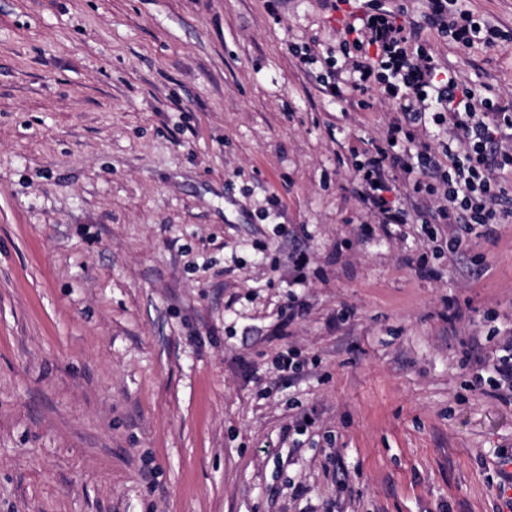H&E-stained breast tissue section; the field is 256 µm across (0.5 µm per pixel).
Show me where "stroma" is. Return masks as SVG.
<instances>
[{
	"mask_svg": "<svg viewBox=\"0 0 512 512\" xmlns=\"http://www.w3.org/2000/svg\"><path fill=\"white\" fill-rule=\"evenodd\" d=\"M460 7L504 39L422 41L512 100V0ZM336 17L0 0V512H512V399L474 387L512 212L455 253L364 233L351 150L392 114L293 53Z\"/></svg>",
	"mask_w": 512,
	"mask_h": 512,
	"instance_id": "1",
	"label": "stroma"
}]
</instances>
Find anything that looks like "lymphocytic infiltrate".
Wrapping results in <instances>:
<instances>
[{"mask_svg":"<svg viewBox=\"0 0 512 512\" xmlns=\"http://www.w3.org/2000/svg\"><path fill=\"white\" fill-rule=\"evenodd\" d=\"M351 0H332L342 13L340 40L325 55L302 52L331 96L372 109L388 100L394 117L381 140L354 161L356 193L384 235L413 222L495 223L505 203L504 174L512 173V102H497L459 79L419 42L428 24L464 47L494 45L496 26L457 9L456 0H427L423 21L409 19L405 0H370L347 11ZM404 187L409 203L391 199Z\"/></svg>","mask_w":512,"mask_h":512,"instance_id":"obj_1","label":"lymphocytic infiltrate"}]
</instances>
